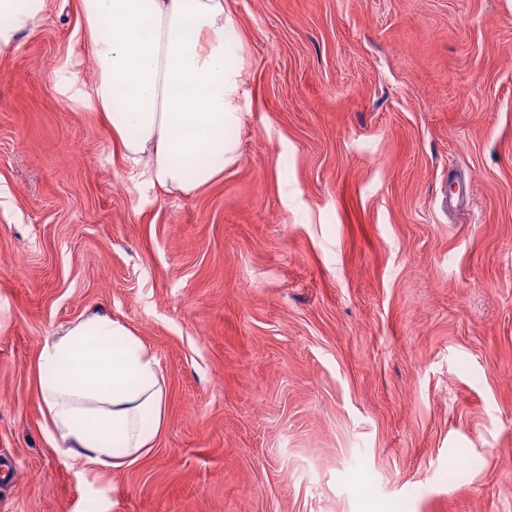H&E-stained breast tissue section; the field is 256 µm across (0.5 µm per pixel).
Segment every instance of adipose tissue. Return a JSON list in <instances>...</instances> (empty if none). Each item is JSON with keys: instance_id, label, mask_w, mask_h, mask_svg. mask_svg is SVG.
<instances>
[{"instance_id": "1", "label": "adipose tissue", "mask_w": 512, "mask_h": 512, "mask_svg": "<svg viewBox=\"0 0 512 512\" xmlns=\"http://www.w3.org/2000/svg\"><path fill=\"white\" fill-rule=\"evenodd\" d=\"M44 0H0V49L11 47ZM76 37L96 63L67 58L56 91L97 111L124 158L147 181L190 194L237 159L245 70L227 0H81ZM44 431L83 467H123L151 452L165 428L160 364L132 329L106 313L72 322L37 355Z\"/></svg>"}]
</instances>
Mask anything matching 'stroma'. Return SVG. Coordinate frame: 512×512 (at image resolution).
Listing matches in <instances>:
<instances>
[{"label": "stroma", "mask_w": 512, "mask_h": 512, "mask_svg": "<svg viewBox=\"0 0 512 512\" xmlns=\"http://www.w3.org/2000/svg\"><path fill=\"white\" fill-rule=\"evenodd\" d=\"M229 3L239 155L188 196L56 92L78 0L0 50V512H512V0ZM95 312L168 403L115 470L37 388Z\"/></svg>", "instance_id": "stroma-1"}]
</instances>
